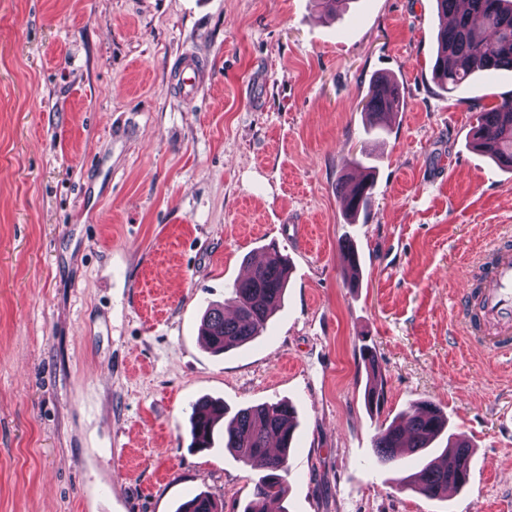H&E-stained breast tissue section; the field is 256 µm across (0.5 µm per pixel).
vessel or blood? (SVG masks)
<instances>
[{
    "mask_svg": "<svg viewBox=\"0 0 512 512\" xmlns=\"http://www.w3.org/2000/svg\"><path fill=\"white\" fill-rule=\"evenodd\" d=\"M461 308L486 344L496 350L512 349V246L495 247L480 287L464 292Z\"/></svg>",
    "mask_w": 512,
    "mask_h": 512,
    "instance_id": "1",
    "label": "vessel or blood"
}]
</instances>
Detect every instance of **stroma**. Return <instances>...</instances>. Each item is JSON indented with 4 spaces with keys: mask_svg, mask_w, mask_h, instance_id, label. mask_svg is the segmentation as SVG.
<instances>
[{
    "mask_svg": "<svg viewBox=\"0 0 512 512\" xmlns=\"http://www.w3.org/2000/svg\"><path fill=\"white\" fill-rule=\"evenodd\" d=\"M435 0H0V512H243L262 470L191 450L189 404L287 400L295 450L275 512H512V359L457 321L471 269L512 238V172L471 144L512 71L466 102L432 80ZM205 64L192 97L175 80ZM395 76L404 106L367 129ZM374 169L348 222L336 181ZM356 248L351 274L342 242ZM290 260L282 307L215 354L208 305ZM376 355L380 410L364 405ZM430 401L473 448L442 499L377 464L382 423ZM401 92L396 80L388 76L375 78L366 95L365 113L372 120L371 129L384 131L401 110ZM175 512H223L215 499L208 493L200 492L182 502Z\"/></svg>",
    "mask_w": 512,
    "mask_h": 512,
    "instance_id": "1",
    "label": "stroma"
}]
</instances>
